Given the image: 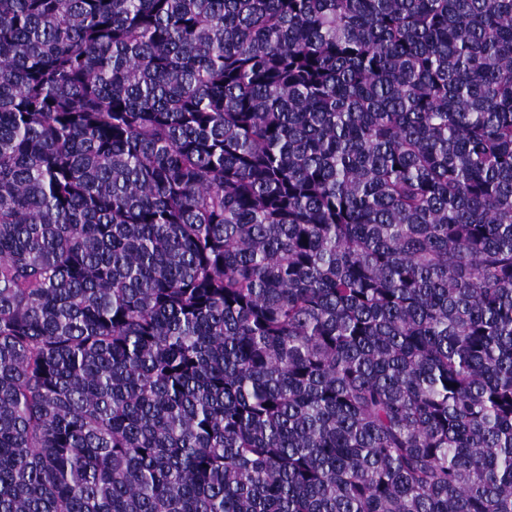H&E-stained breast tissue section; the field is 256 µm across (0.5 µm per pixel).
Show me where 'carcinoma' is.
I'll use <instances>...</instances> for the list:
<instances>
[{
  "mask_svg": "<svg viewBox=\"0 0 512 512\" xmlns=\"http://www.w3.org/2000/svg\"><path fill=\"white\" fill-rule=\"evenodd\" d=\"M0 512H512V0H0Z\"/></svg>",
  "mask_w": 512,
  "mask_h": 512,
  "instance_id": "cac0c4a2",
  "label": "carcinoma"
}]
</instances>
